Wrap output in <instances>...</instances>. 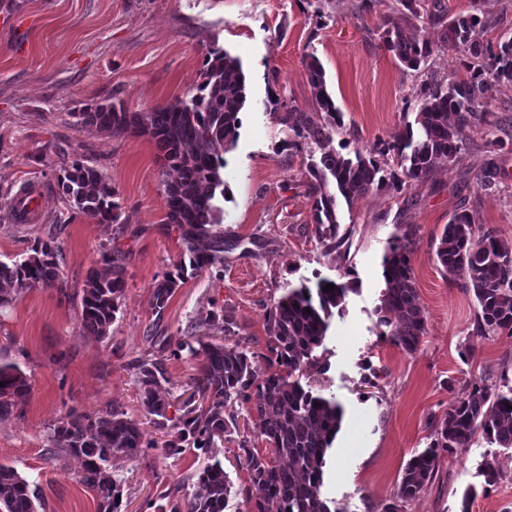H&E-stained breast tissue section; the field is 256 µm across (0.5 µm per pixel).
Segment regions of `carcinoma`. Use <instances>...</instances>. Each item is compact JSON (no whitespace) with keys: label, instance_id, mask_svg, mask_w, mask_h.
<instances>
[{"label":"carcinoma","instance_id":"obj_1","mask_svg":"<svg viewBox=\"0 0 512 512\" xmlns=\"http://www.w3.org/2000/svg\"><path fill=\"white\" fill-rule=\"evenodd\" d=\"M392 9L403 23L384 31L383 44L406 68L418 71L434 53L421 37L425 26H440L442 43L460 48L462 74L448 83L436 78L422 81L412 93L418 105L414 123L376 144L375 153L397 157L396 167L384 168L374 156L357 150L344 155L331 148L333 135L344 127L343 114L330 95L324 68L314 55L304 65L313 94V108H291L283 123L291 130L288 149L307 153L308 193L312 199L313 233L334 249L338 236L337 197L346 202L374 190L400 193L414 182L430 177L452 161L476 127L488 124L490 111L482 106L490 79L512 82V38L486 43L474 33L493 27L488 13L447 15L442 0H394ZM246 102L245 77L240 60L220 48L208 51L196 93L186 101L129 112L123 104L86 106L73 113L77 124L99 134L131 132L152 139L163 154L165 224L180 232L184 250L178 261L153 285V309L162 314L176 290L202 272L224 266V225L220 198L224 188V153L239 138ZM319 158H314V155ZM59 187L67 204L99 223H118L120 205L112 183L96 167L75 160L63 169ZM411 234L394 236L382 263L385 289L381 295V335L413 354L427 330V314L420 304L411 265ZM129 253L114 246L101 254L107 272L94 270L81 289V325L105 337L124 296ZM437 262L451 280L478 301L476 335H512V239L494 228L479 230L472 216L455 211L440 236ZM62 252L54 229L37 237L32 253L21 261H0V307L13 295L40 285L67 292L62 276ZM303 285L290 288L272 300L266 314L268 353L249 350L237 336L230 316L213 315L191 327L193 341L178 340L154 331L147 337L161 352L180 357L182 352L200 360L198 374L188 384L185 400L171 397L164 363L140 357L132 364L142 387L141 399L154 423L175 429L166 448L172 455L186 450L201 452L206 463L196 471L195 491L186 512H224L233 484L219 458L224 442L239 433L238 407L251 404L260 422V438L272 449L265 456L243 437L237 447L248 475V512H331L322 496L328 450L341 428L343 409L335 400L313 393L301 382L304 369L320 364L316 350L322 346L333 310L343 308L350 282H336L325 290ZM224 338L198 336L201 327ZM265 370L257 372L258 360ZM29 384L18 365L0 362V419L16 414ZM181 414L168 418L172 403ZM501 448H512V386L494 390L473 385L454 395L448 411L435 428L429 445L407 462L397 498H415L439 469L440 455L471 443L476 435ZM52 456L64 454L80 461L81 481L94 490L99 512H120L122 483L112 477V459L132 458L153 447L140 424L110 405L94 416L69 412L49 427ZM483 491L497 484L500 473L492 460L480 467ZM38 488L18 471L0 464V512H37Z\"/></svg>","mask_w":512,"mask_h":512}]
</instances>
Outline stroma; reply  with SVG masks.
<instances>
[{"label":"stroma","mask_w":512,"mask_h":512,"mask_svg":"<svg viewBox=\"0 0 512 512\" xmlns=\"http://www.w3.org/2000/svg\"><path fill=\"white\" fill-rule=\"evenodd\" d=\"M353 0H18L0 26V261L28 256L37 235L61 225L67 293L35 286L0 309V360L16 363L30 390L22 414L0 420V463L37 484L38 512H98L77 461L49 459L47 429L68 411L95 414L114 405L140 423L151 447L114 460L123 479L121 512H152L151 502L177 492L186 501L190 475L203 466L192 452L169 454L171 432L143 407L130 363L147 355L159 328L183 339L190 322L221 311L257 353L267 350L266 309L286 287L326 278L354 281L317 351L320 366L302 384L341 405V429L329 451L322 493L334 512H384L395 501L407 461L426 448L455 391L470 384L512 385V336L473 332L478 302L436 261L452 213L469 211L476 227L512 238V84L489 82L491 126L473 129L464 150L403 192H371L340 203L345 243L325 249L313 235L304 155H291L280 118L286 107L309 110L304 59L315 55L344 127L332 146L369 152L417 112L412 90L423 74L404 69L381 36L394 17L387 0L356 15ZM219 47L238 57L247 102L240 136L224 155L229 188L221 201L224 274H201L175 292L163 314L152 285L183 250L167 232L155 143L131 133L100 135L74 118L84 106L122 101L131 112L188 100L204 58ZM85 159L112 182L119 225L71 209L57 177ZM500 175L483 189L488 164ZM123 237H116L117 227ZM413 231L411 263L427 333L409 354L381 336L377 309L385 288L382 261L394 235ZM130 251L122 305L107 337L83 330L79 292L112 247ZM496 459L501 474L472 512H512V449L478 436L441 457L439 471L400 512H458L464 490L480 485L479 466Z\"/></svg>","instance_id":"1"}]
</instances>
